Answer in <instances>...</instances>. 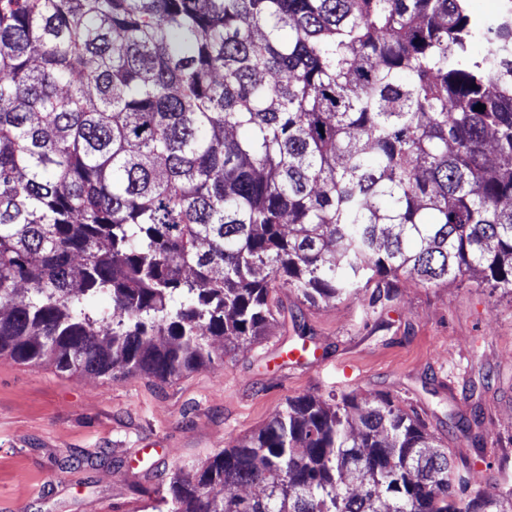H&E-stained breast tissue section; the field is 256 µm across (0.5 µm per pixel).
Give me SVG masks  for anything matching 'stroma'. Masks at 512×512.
Segmentation results:
<instances>
[{
    "instance_id": "1",
    "label": "stroma",
    "mask_w": 512,
    "mask_h": 512,
    "mask_svg": "<svg viewBox=\"0 0 512 512\" xmlns=\"http://www.w3.org/2000/svg\"><path fill=\"white\" fill-rule=\"evenodd\" d=\"M277 295L269 336L170 383L0 359V512H144L172 473L307 394L397 399L483 489L512 487V296L408 276L383 306L365 292L315 305ZM302 341L307 355L291 356ZM452 415L479 419L481 447L449 429Z\"/></svg>"
}]
</instances>
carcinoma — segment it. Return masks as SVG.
<instances>
[{"label":"carcinoma","instance_id":"carcinoma-1","mask_svg":"<svg viewBox=\"0 0 512 512\" xmlns=\"http://www.w3.org/2000/svg\"><path fill=\"white\" fill-rule=\"evenodd\" d=\"M401 275L512 294V25L468 0H0L1 359L169 383L266 336L277 288L389 301ZM472 484L415 410L302 395L151 509L512 512Z\"/></svg>","mask_w":512,"mask_h":512}]
</instances>
